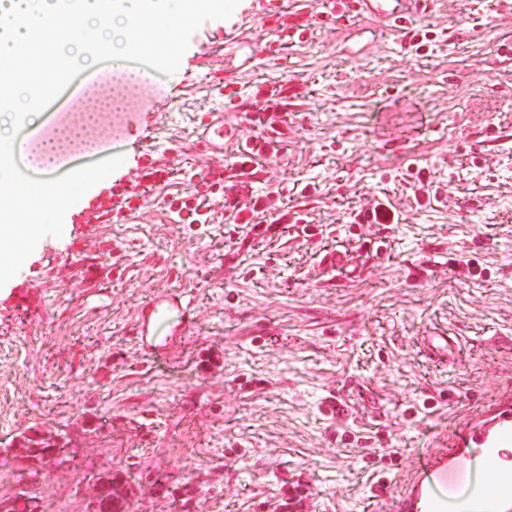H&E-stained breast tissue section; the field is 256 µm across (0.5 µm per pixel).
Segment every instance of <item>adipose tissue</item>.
<instances>
[{
	"mask_svg": "<svg viewBox=\"0 0 512 512\" xmlns=\"http://www.w3.org/2000/svg\"><path fill=\"white\" fill-rule=\"evenodd\" d=\"M212 0H0V128L18 123L38 105L36 86L51 89L55 78L42 63L19 66L31 58L35 33L53 32L56 51L72 60L77 69L94 70L100 57L135 53L157 62L171 57L178 46L179 30L192 24ZM49 140L38 129L18 139L0 131V278L25 261L17 241L33 238L38 221L53 203L68 200L66 183L33 181L12 164L24 154L29 164L46 158Z\"/></svg>",
	"mask_w": 512,
	"mask_h": 512,
	"instance_id": "obj_1",
	"label": "adipose tissue"
}]
</instances>
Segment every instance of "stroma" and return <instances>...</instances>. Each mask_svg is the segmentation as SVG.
<instances>
[{"label":"stroma","instance_id":"obj_1","mask_svg":"<svg viewBox=\"0 0 512 512\" xmlns=\"http://www.w3.org/2000/svg\"><path fill=\"white\" fill-rule=\"evenodd\" d=\"M359 24L332 0H236L184 28L165 68L127 59L148 82L51 174L104 181L49 208L0 282V499L91 512L109 468L127 512H275L294 480L317 494L304 512H394L426 452L512 396V150L495 147L512 135V0H438L417 53L381 24L352 53ZM113 68L61 83L43 133ZM270 97L288 136L238 200L280 190L308 224H178L161 188L104 217L143 154L188 192L233 166ZM217 114L219 155L199 137ZM418 182L443 193L418 204ZM378 200L397 223H352ZM161 298L159 334L135 336ZM33 431L66 434L71 458L38 460L31 485Z\"/></svg>","mask_w":512,"mask_h":512}]
</instances>
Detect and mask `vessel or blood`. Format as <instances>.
<instances>
[{"instance_id": "b4317fda", "label": "vessel or blood", "mask_w": 512, "mask_h": 512, "mask_svg": "<svg viewBox=\"0 0 512 512\" xmlns=\"http://www.w3.org/2000/svg\"><path fill=\"white\" fill-rule=\"evenodd\" d=\"M436 0H337L339 8L356 13L367 21L386 24L395 33L398 52H409L412 31L410 16L431 13ZM512 445V398L504 397L488 405L480 416L463 422L448 442L408 477L403 491L395 500V512H445V500L437 486L472 479L467 468L470 451L482 449L487 460H495L501 448ZM483 512H512V470L496 469L491 480L480 485Z\"/></svg>"}]
</instances>
